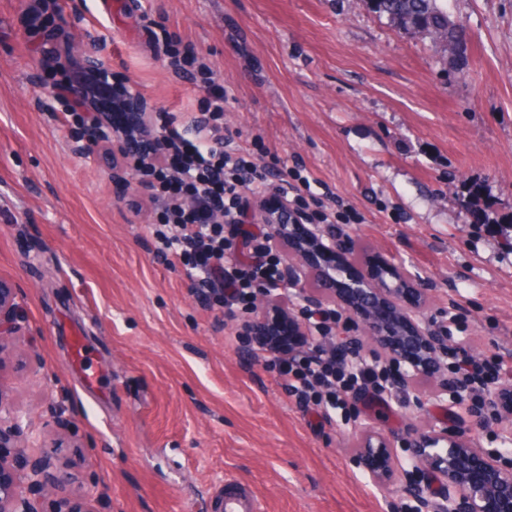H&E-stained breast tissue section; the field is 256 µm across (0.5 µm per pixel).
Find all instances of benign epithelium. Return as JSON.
I'll return each mask as SVG.
<instances>
[{
    "instance_id": "benign-epithelium-1",
    "label": "benign epithelium",
    "mask_w": 512,
    "mask_h": 512,
    "mask_svg": "<svg viewBox=\"0 0 512 512\" xmlns=\"http://www.w3.org/2000/svg\"><path fill=\"white\" fill-rule=\"evenodd\" d=\"M255 219L270 228L272 247L288 267V287L283 289V295L293 288L303 300L319 304L303 287L300 263L308 262L310 248L318 253L342 248L336 233L328 225L310 224L307 248L290 244L284 236V226L303 223L304 214L286 200L275 214L257 207ZM382 269L386 277L361 281L355 303L349 305L351 313L361 320L355 324L360 338L388 349L392 363L406 366L401 377L404 386L413 385L420 377H429L434 380L432 391L436 396L448 394L441 359L443 337L432 331L423 319L426 299L418 297L416 289L404 287L400 268L385 263ZM13 306L11 289L0 286V341L14 333ZM376 307L389 309L404 323L420 322L416 332L407 336L418 356L405 359L399 349L388 344L387 327L373 315ZM255 308L261 314L276 309L293 318V313L271 288L257 289ZM22 435V417L0 406V512H44L42 500L48 495L55 497L56 512H84L71 505L66 496L69 475L52 462L48 453L37 454L32 449L20 472L10 470L7 455L15 447V438ZM354 435L357 436L354 458L372 482L387 486L395 482L400 472L405 476L410 473L431 476L442 489L439 500L433 503V512H512V472L503 466L498 454L477 451L461 436L419 429L408 438L409 455L402 461L394 453L390 439L371 425H357Z\"/></svg>"
}]
</instances>
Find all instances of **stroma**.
Masks as SVG:
<instances>
[{
    "label": "stroma",
    "mask_w": 512,
    "mask_h": 512,
    "mask_svg": "<svg viewBox=\"0 0 512 512\" xmlns=\"http://www.w3.org/2000/svg\"><path fill=\"white\" fill-rule=\"evenodd\" d=\"M27 0H0V284L17 307L0 342V402L29 426L20 445L67 466L84 512H214L225 480L264 512H415L398 483L373 484L346 439L367 422L406 458L414 428L502 452L489 408L395 389L354 399L332 423L300 408L264 358L235 337L254 312L204 309L181 264L154 255L149 215L131 218L112 171L54 121L26 30ZM76 53L127 69L177 111L191 88L144 52L177 31L221 69L233 96L224 134L261 138L307 192L353 215L336 223L343 274L402 268L429 298L448 344L512 366V0H447L470 36L466 59L399 31L365 0H60ZM482 188L485 221L467 203ZM498 224L492 236L485 224ZM79 332L87 390L69 368Z\"/></svg>",
    "instance_id": "stroma-1"
}]
</instances>
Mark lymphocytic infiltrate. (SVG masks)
<instances>
[{
    "mask_svg": "<svg viewBox=\"0 0 512 512\" xmlns=\"http://www.w3.org/2000/svg\"><path fill=\"white\" fill-rule=\"evenodd\" d=\"M151 58L161 61L201 94L199 107L177 117L164 105H148L130 78L112 79L109 70L75 54L63 30L52 29L37 51L45 63L54 99L65 103L56 121L75 124L98 146V160L115 170L139 173L142 196L129 200L133 215L152 212L162 228L154 256L183 260L207 308L226 300L253 303L258 285H277L280 260L268 244L253 243L241 226L251 206L277 210L281 197L271 190L272 168L262 140L233 145L224 137V103L232 96L215 63L188 36L175 31L149 34ZM274 356L300 407L344 408L349 398L379 389L376 365L350 364L332 351L305 353L306 336L288 321L265 325L253 337ZM457 376L455 395L488 387L504 368L499 355L474 359L464 349L448 351Z\"/></svg>",
    "mask_w": 512,
    "mask_h": 512,
    "instance_id": "f902f5d3",
    "label": "lymphocytic infiltrate"
}]
</instances>
